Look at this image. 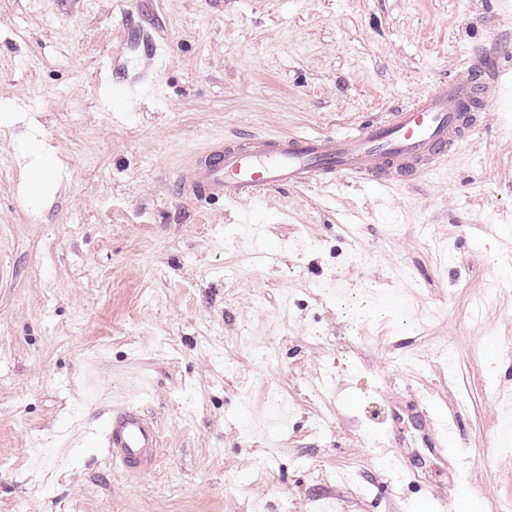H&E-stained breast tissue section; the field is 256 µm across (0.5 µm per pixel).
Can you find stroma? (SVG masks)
<instances>
[{
  "label": "stroma",
  "mask_w": 512,
  "mask_h": 512,
  "mask_svg": "<svg viewBox=\"0 0 512 512\" xmlns=\"http://www.w3.org/2000/svg\"><path fill=\"white\" fill-rule=\"evenodd\" d=\"M169 48L160 97L101 101L126 17ZM499 0H0V512H462L512 500V110L410 181L337 177L247 207L183 194L214 142L334 135L461 77ZM61 184L35 204L16 145ZM118 393L151 470L100 457ZM281 393L285 427L262 428ZM460 419L448 456L423 416ZM400 458L414 471L401 482Z\"/></svg>",
  "instance_id": "35a3bbf8"
}]
</instances>
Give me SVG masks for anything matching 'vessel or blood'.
Here are the masks:
<instances>
[{
    "label": "vessel or blood",
    "instance_id": "obj_1",
    "mask_svg": "<svg viewBox=\"0 0 512 512\" xmlns=\"http://www.w3.org/2000/svg\"><path fill=\"white\" fill-rule=\"evenodd\" d=\"M125 60L113 66L121 81L126 109L154 95L155 83L131 71L129 54L145 52L155 67H162L167 52L149 33H139L124 47ZM470 78L444 80L428 94L338 135H305L279 143L260 135L248 141H225L199 156L182 180L195 196L236 203L253 199L265 189L330 181L334 174L363 177L374 173L416 174L467 140L466 116L488 110L512 97V79L488 66L485 55L472 54L462 62ZM425 425L437 451H445L457 420L430 413ZM102 442L113 465L138 472L152 464L159 448V433L142 409L119 408L102 432Z\"/></svg>",
    "mask_w": 512,
    "mask_h": 512
}]
</instances>
